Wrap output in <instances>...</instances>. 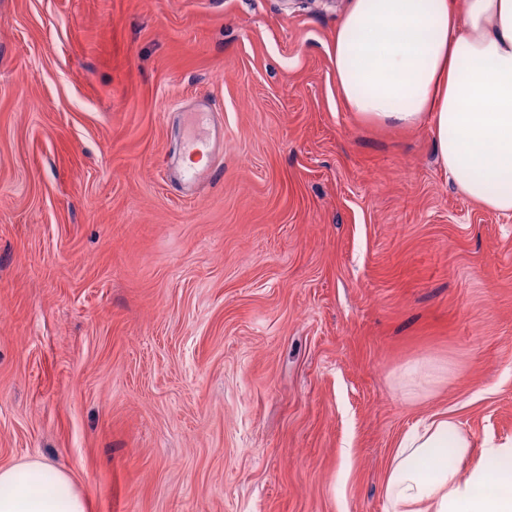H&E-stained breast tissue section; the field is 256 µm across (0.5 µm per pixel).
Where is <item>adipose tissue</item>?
Returning <instances> with one entry per match:
<instances>
[{
    "label": "adipose tissue",
    "mask_w": 512,
    "mask_h": 512,
    "mask_svg": "<svg viewBox=\"0 0 512 512\" xmlns=\"http://www.w3.org/2000/svg\"><path fill=\"white\" fill-rule=\"evenodd\" d=\"M330 58L350 111L430 121L460 191L512 213V0H351ZM385 499L386 512H512V439L478 445L454 415L424 417L396 445ZM0 512L88 505L68 473L30 461L0 467Z\"/></svg>",
    "instance_id": "ef3b65f1"
}]
</instances>
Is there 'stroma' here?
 Here are the masks:
<instances>
[{"label":"stroma","mask_w":512,"mask_h":512,"mask_svg":"<svg viewBox=\"0 0 512 512\" xmlns=\"http://www.w3.org/2000/svg\"><path fill=\"white\" fill-rule=\"evenodd\" d=\"M348 4L0 0V466L90 512H385L420 418L512 439V214L347 110Z\"/></svg>","instance_id":"1"}]
</instances>
